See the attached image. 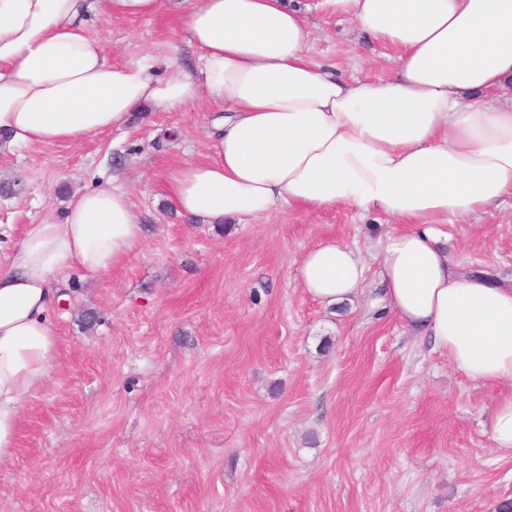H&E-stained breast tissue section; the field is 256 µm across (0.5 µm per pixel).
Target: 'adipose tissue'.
<instances>
[{
	"label": "adipose tissue",
	"instance_id": "adipose-tissue-1",
	"mask_svg": "<svg viewBox=\"0 0 512 512\" xmlns=\"http://www.w3.org/2000/svg\"><path fill=\"white\" fill-rule=\"evenodd\" d=\"M398 51L389 79H343L313 63L309 21L288 0H0V148L76 144L121 129L145 105L209 96L210 155L172 167L163 193L195 224L344 205L401 224L379 263L386 309L478 382L512 384V285L464 272L442 225L512 196V0H320ZM168 14L195 59L114 63L91 18ZM143 229L112 186L72 196L63 223L27 225L0 263V462L17 449L23 404L57 360L59 281L121 265ZM365 266L327 241L299 266L327 305L356 296Z\"/></svg>",
	"mask_w": 512,
	"mask_h": 512
}]
</instances>
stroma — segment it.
<instances>
[{"label": "stroma", "mask_w": 512, "mask_h": 512, "mask_svg": "<svg viewBox=\"0 0 512 512\" xmlns=\"http://www.w3.org/2000/svg\"><path fill=\"white\" fill-rule=\"evenodd\" d=\"M307 10L306 49L347 78L391 77L394 51L348 18ZM112 62L163 60L167 15L96 21ZM208 100L77 144L0 151V257L26 225L63 222L77 192L120 179L140 248L94 279L70 273L57 365L26 400L0 512H495L512 457L491 416L512 387L471 381L376 306L395 224L338 207L191 224L168 204L172 166L207 155ZM449 256L512 282V197L444 225ZM335 240L366 268L352 302L307 295L303 254Z\"/></svg>", "instance_id": "35a3bbf8"}]
</instances>
